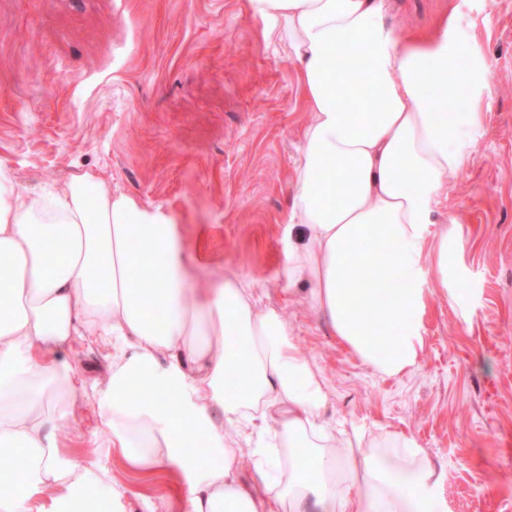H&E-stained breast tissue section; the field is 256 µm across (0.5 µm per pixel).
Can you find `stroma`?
<instances>
[{"label": "stroma", "mask_w": 512, "mask_h": 512, "mask_svg": "<svg viewBox=\"0 0 512 512\" xmlns=\"http://www.w3.org/2000/svg\"><path fill=\"white\" fill-rule=\"evenodd\" d=\"M453 14L489 66L473 160L432 215L457 223L448 282L427 276L417 368L375 373L287 285V195L311 113L288 49L247 0H0V166L32 188L92 172L172 213L205 253L199 287L234 275L280 312L320 372L327 416L414 438L444 473L448 512H512V0H396L398 28ZM112 352L83 348L84 382L59 438L107 467L128 512L172 496V477L128 470L87 439Z\"/></svg>", "instance_id": "35a3bbf8"}]
</instances>
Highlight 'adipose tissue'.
Returning a JSON list of instances; mask_svg holds the SVG:
<instances>
[{
	"label": "adipose tissue",
	"mask_w": 512,
	"mask_h": 512,
	"mask_svg": "<svg viewBox=\"0 0 512 512\" xmlns=\"http://www.w3.org/2000/svg\"><path fill=\"white\" fill-rule=\"evenodd\" d=\"M390 2L249 7L287 44L312 114L286 218L305 236L284 276L310 281L313 307L364 364L399 376L423 347L426 277L447 280L448 245L461 237L454 224L431 231V216L472 162L488 68L455 17L398 30ZM363 90L370 101L349 109ZM0 256V455L25 460L0 471V512H72L79 497L125 512L109 472L59 440L82 390L61 353L87 342L112 350L92 404L100 426L131 470L179 472L182 512H447L443 471L415 440L326 418L319 371L248 284H189L195 256L161 207L89 172L23 189L0 167ZM375 320L384 340L366 333ZM134 380L146 395L131 394ZM198 435L209 454L185 452ZM243 442L254 447L249 484Z\"/></svg>",
	"instance_id": "1"
}]
</instances>
